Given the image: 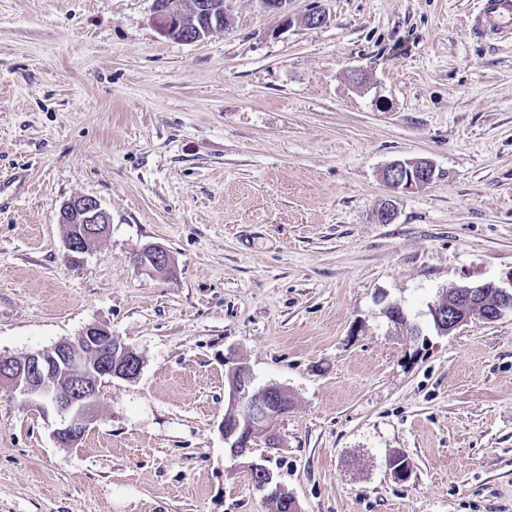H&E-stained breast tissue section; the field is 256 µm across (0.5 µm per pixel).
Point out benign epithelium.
<instances>
[{
  "instance_id": "obj_1",
  "label": "benign epithelium",
  "mask_w": 512,
  "mask_h": 512,
  "mask_svg": "<svg viewBox=\"0 0 512 512\" xmlns=\"http://www.w3.org/2000/svg\"><path fill=\"white\" fill-rule=\"evenodd\" d=\"M221 21L212 0H198L192 28L177 14L164 12L163 2L155 0L153 22L164 34L179 33V40L195 43L208 36ZM435 176L431 164L421 160L397 161L385 170V180L395 192H409L430 184ZM58 221L72 228L65 238L67 258L74 264L93 249L106 235L111 217L99 201L77 197L65 202ZM137 265L149 272L172 265L169 252L159 245H148L136 255ZM462 305L441 324L443 309L435 304L430 315L438 330L449 334L472 319L494 322L512 314V276L507 284L487 283L460 286L456 289ZM143 367V360L103 324L93 323L75 339H65L49 348L22 356L0 355V387L26 398H34L41 407H51L60 418L54 431L56 441L76 447L94 420L103 386L114 378L134 380ZM229 401L220 423L224 443L235 457H245L259 440L275 444L272 421L288 412L291 399L278 386L264 390L259 401L250 390L252 377L240 365L228 369Z\"/></svg>"
}]
</instances>
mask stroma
Returning <instances> with one entry per match:
<instances>
[{
  "mask_svg": "<svg viewBox=\"0 0 512 512\" xmlns=\"http://www.w3.org/2000/svg\"><path fill=\"white\" fill-rule=\"evenodd\" d=\"M226 7L184 43L154 0H0V354L102 323L143 360L75 448L0 389V512H274L252 459L298 512H512V316L429 315L512 272V40L473 34L479 0ZM410 159L433 181L392 191ZM80 196L111 224L73 264ZM149 244L171 271L138 269ZM233 364L292 399L247 459ZM435 176L431 164L421 160L397 161L385 170V180L395 192H409L430 184Z\"/></svg>",
  "mask_w": 512,
  "mask_h": 512,
  "instance_id": "stroma-1",
  "label": "stroma"
}]
</instances>
